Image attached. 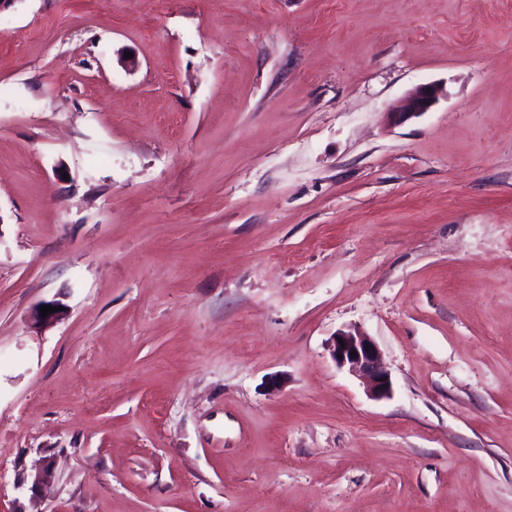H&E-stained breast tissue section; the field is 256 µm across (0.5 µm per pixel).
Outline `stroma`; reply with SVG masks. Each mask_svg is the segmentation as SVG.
Returning <instances> with one entry per match:
<instances>
[{"label":"stroma","instance_id":"obj_1","mask_svg":"<svg viewBox=\"0 0 512 512\" xmlns=\"http://www.w3.org/2000/svg\"><path fill=\"white\" fill-rule=\"evenodd\" d=\"M0 22V512H512V0ZM443 95V89L435 83L419 85L392 112H388L390 121L401 125L417 119L435 107ZM339 339L343 340L344 347ZM328 350L338 368H348L364 378L371 397L380 400L391 396V375L382 361L381 351L369 335L356 327L339 330L330 337ZM353 351H356L355 356H350Z\"/></svg>","mask_w":512,"mask_h":512}]
</instances>
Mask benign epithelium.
<instances>
[{
    "label": "benign epithelium",
    "mask_w": 512,
    "mask_h": 512,
    "mask_svg": "<svg viewBox=\"0 0 512 512\" xmlns=\"http://www.w3.org/2000/svg\"><path fill=\"white\" fill-rule=\"evenodd\" d=\"M443 89L435 84H422L411 90L389 113L395 125L419 118L437 105ZM328 350L339 368H347L364 378L371 397L380 400L392 394L391 375L386 369L376 343L356 327L342 329L330 337Z\"/></svg>",
    "instance_id": "benign-epithelium-1"
}]
</instances>
